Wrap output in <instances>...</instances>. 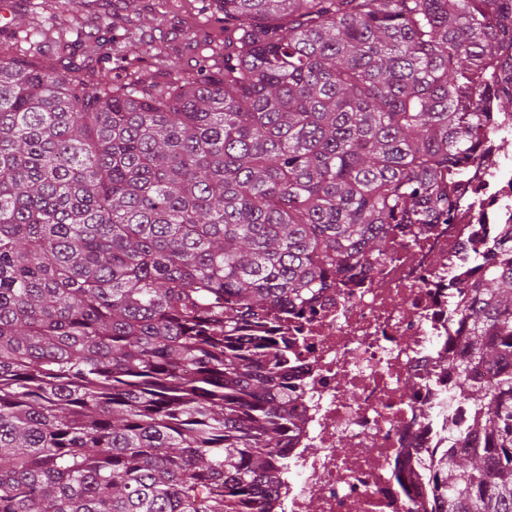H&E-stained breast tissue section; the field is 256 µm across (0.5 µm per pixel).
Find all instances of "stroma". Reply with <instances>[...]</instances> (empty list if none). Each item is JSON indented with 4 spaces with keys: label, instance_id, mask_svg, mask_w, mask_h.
Returning <instances> with one entry per match:
<instances>
[{
    "label": "stroma",
    "instance_id": "35a3bbf8",
    "mask_svg": "<svg viewBox=\"0 0 512 512\" xmlns=\"http://www.w3.org/2000/svg\"><path fill=\"white\" fill-rule=\"evenodd\" d=\"M7 8L10 22L0 25V45H22L35 18L48 25L85 19L79 39L100 42L101 51L76 60L98 72L120 58L129 69L150 71L161 83L168 79L158 67L162 59L182 74L224 64V17L207 0H77L73 6L64 0H7Z\"/></svg>",
    "mask_w": 512,
    "mask_h": 512
}]
</instances>
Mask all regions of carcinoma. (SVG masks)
I'll return each mask as SVG.
<instances>
[{
	"label": "carcinoma",
	"instance_id": "1",
	"mask_svg": "<svg viewBox=\"0 0 512 512\" xmlns=\"http://www.w3.org/2000/svg\"><path fill=\"white\" fill-rule=\"evenodd\" d=\"M217 2L216 75L0 46V512H272L273 317L448 219L487 104L512 113V0ZM467 291L480 446L438 460L436 504L512 512V239Z\"/></svg>",
	"mask_w": 512,
	"mask_h": 512
}]
</instances>
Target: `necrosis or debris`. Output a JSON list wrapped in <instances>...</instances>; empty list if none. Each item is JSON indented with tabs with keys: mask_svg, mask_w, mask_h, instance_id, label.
Returning <instances> with one entry per match:
<instances>
[{
	"mask_svg": "<svg viewBox=\"0 0 512 512\" xmlns=\"http://www.w3.org/2000/svg\"><path fill=\"white\" fill-rule=\"evenodd\" d=\"M464 181L449 223L398 237L387 260L337 282L307 318H283L299 342L277 512H411L438 458L477 446L448 364L465 354L475 257L512 224V158L486 148Z\"/></svg>",
	"mask_w": 512,
	"mask_h": 512,
	"instance_id": "1",
	"label": "necrosis or debris"
}]
</instances>
